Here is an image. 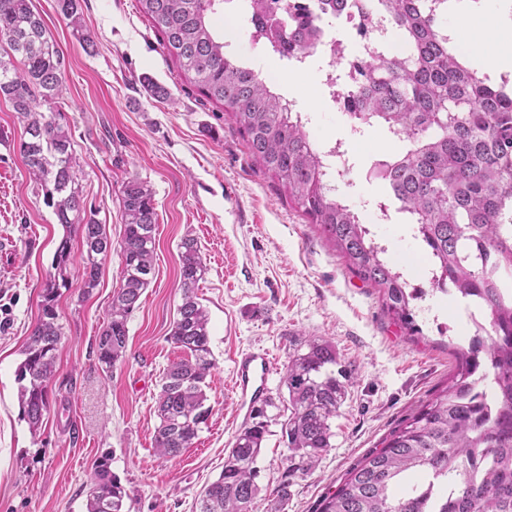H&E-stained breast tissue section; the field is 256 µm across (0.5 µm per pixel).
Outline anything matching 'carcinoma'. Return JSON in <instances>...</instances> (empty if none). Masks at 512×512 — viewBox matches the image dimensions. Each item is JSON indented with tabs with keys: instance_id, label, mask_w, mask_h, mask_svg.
Listing matches in <instances>:
<instances>
[{
	"instance_id": "carcinoma-1",
	"label": "carcinoma",
	"mask_w": 512,
	"mask_h": 512,
	"mask_svg": "<svg viewBox=\"0 0 512 512\" xmlns=\"http://www.w3.org/2000/svg\"><path fill=\"white\" fill-rule=\"evenodd\" d=\"M162 35L180 74L232 115L251 159L346 259L352 272L378 288L383 308L414 333L409 281L387 258V247L343 197L326 187L321 159L306 124L288 120L283 98L251 66L227 50L214 15L230 7L250 15V37L282 60L315 51L320 22L309 0H137ZM384 21L410 44L404 58L381 50L353 64L359 85L345 92L354 130L376 126L406 147L379 163V182L398 203L434 273L430 287L484 313L482 337L456 348L448 384L393 428L385 445L347 472L318 512H512V93L494 85L449 45L447 0H377ZM60 13L88 47L80 0H57ZM0 36L11 54L0 57V98L23 124L20 152L29 176L51 185L47 202L58 222L75 229L87 255L84 293L97 287L112 252L105 225L86 217L75 180L72 135L55 112H40L62 94L63 55L46 37L31 0H0ZM124 226L119 244L120 287L111 321L97 341V360L112 367L126 351L127 321L138 307L154 267L153 190L131 178L120 188ZM181 303L169 340L185 356L164 369L158 395L155 452L173 459L191 447L205 408L206 379L214 366L209 317L196 289L205 273L197 241L180 244ZM56 283L23 350V414L35 429L49 409L62 326ZM282 376L288 417L281 423L288 455L276 489L280 502L300 475L314 470L331 447L351 375L336 346L317 336L290 341ZM270 419L260 408L224 455L197 512H253L260 489L257 459ZM129 494L109 463L98 462L86 512H125Z\"/></svg>"
}]
</instances>
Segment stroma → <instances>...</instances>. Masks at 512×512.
Listing matches in <instances>:
<instances>
[{
	"label": "stroma",
	"instance_id": "35a3bbf8",
	"mask_svg": "<svg viewBox=\"0 0 512 512\" xmlns=\"http://www.w3.org/2000/svg\"><path fill=\"white\" fill-rule=\"evenodd\" d=\"M446 25L457 39L500 13L498 0H458ZM47 35L64 57L63 92L53 105L72 134L85 210L104 224L113 243L123 234L119 189L147 181L157 213L155 273L128 319L124 358L109 370L95 357L120 286L121 255L108 256L99 284L83 294L84 251L73 243L55 305L64 336L49 385L50 407L41 427L22 415L18 367L55 274V253L67 229L28 175L20 155L23 127L0 99V512H84L96 464L108 459L129 492L128 512H196L203 488L218 478L224 452L244 420L233 390L234 357L262 348L272 373L267 414L271 433L257 460L261 493L254 512H317L346 473L438 387L455 368L453 351L469 334L466 312L440 297L417 314L419 333L387 315L376 288L361 281L277 184L256 167L227 112L180 76L161 36L137 0H80L95 41L84 50L56 0H31ZM237 56L281 74V93L312 112L310 134L345 144L347 192L355 202L386 201L367 170L375 156L403 142L370 129L356 135L346 116L319 96L320 66L289 69L252 45L237 25ZM165 86L157 99L142 76ZM374 230L391 261L423 277L410 227L395 203ZM197 241L206 273L197 294L208 311L215 365L206 389L209 409L192 447L166 460L154 452L162 372L183 352L169 339L181 302L179 252ZM330 340L353 383L332 422L331 447L308 475L295 478L286 502L275 490L286 468L281 438L288 393L281 382L290 339Z\"/></svg>",
	"mask_w": 512,
	"mask_h": 512
}]
</instances>
